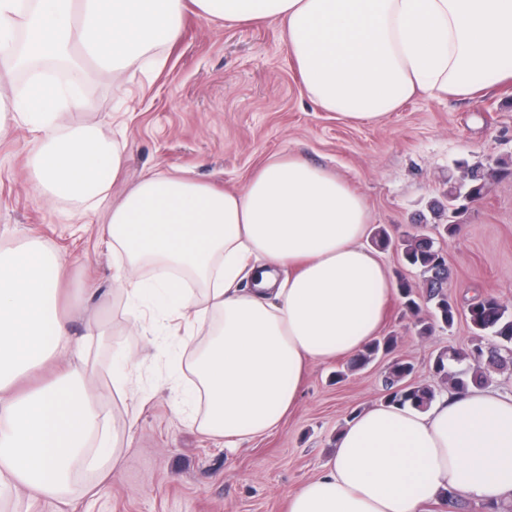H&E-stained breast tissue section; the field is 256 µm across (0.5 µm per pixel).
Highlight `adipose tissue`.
I'll return each mask as SVG.
<instances>
[{
	"label": "adipose tissue",
	"instance_id": "adipose-tissue-1",
	"mask_svg": "<svg viewBox=\"0 0 512 512\" xmlns=\"http://www.w3.org/2000/svg\"><path fill=\"white\" fill-rule=\"evenodd\" d=\"M225 25L276 23L308 95L365 123L422 92L468 97L512 81V0H0V84L19 60L18 29L41 57L79 47L117 77L159 65L187 6ZM86 73L65 85L31 82L0 93V134L22 126L31 174L49 198L96 206L124 166L120 143L64 122L89 105ZM368 206L339 175L296 156L264 163L243 190L144 174L101 235L122 256L115 284L141 321L157 308L186 334L208 323L192 352L186 401L198 430L228 448L273 433L309 364L358 353L377 337L392 282L364 240ZM152 278H136L142 265ZM65 262L35 240L0 252V492L27 495V512L63 498L88 443L107 446L83 385L91 326L74 337L58 309ZM65 374L26 391L17 379L49 360ZM493 500L512 492V394L472 387L411 404L378 403L336 436L327 468L288 499V512H422L445 492Z\"/></svg>",
	"mask_w": 512,
	"mask_h": 512
}]
</instances>
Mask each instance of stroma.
Masks as SVG:
<instances>
[{"label":"stroma","mask_w":512,"mask_h":512,"mask_svg":"<svg viewBox=\"0 0 512 512\" xmlns=\"http://www.w3.org/2000/svg\"><path fill=\"white\" fill-rule=\"evenodd\" d=\"M164 56L162 70L149 66L131 79L95 75L89 108L66 115L125 142L122 173L97 207L43 197L31 176L30 134L17 129L0 139V251L33 239L61 256V314L74 334L90 325L101 330L90 342L91 401L122 441L121 466L107 477L76 469V512H286L289 495L324 470L347 420L383 401L391 358L414 365V383L449 392L432 364L442 351L472 346L468 320L424 336L421 314L392 295L380 330L395 340L391 356L359 370L341 357L310 364L278 429L228 448L223 438L201 434L181 404L190 377L183 332H146L130 321L100 226L145 170H187L216 188L240 189L268 158L293 155L329 168L365 198L368 245L386 230L391 243L380 253L390 278L421 286L419 273L402 262L401 240L447 223L430 206L449 180L461 179L462 162L512 167V84L464 98L418 93L382 120L353 123L305 92L276 26L229 27L189 11ZM456 222L458 231L442 243L449 295L461 304L489 294L512 309V177L491 181ZM121 351L132 353L138 380L127 399L112 387Z\"/></svg>","instance_id":"obj_1"}]
</instances>
